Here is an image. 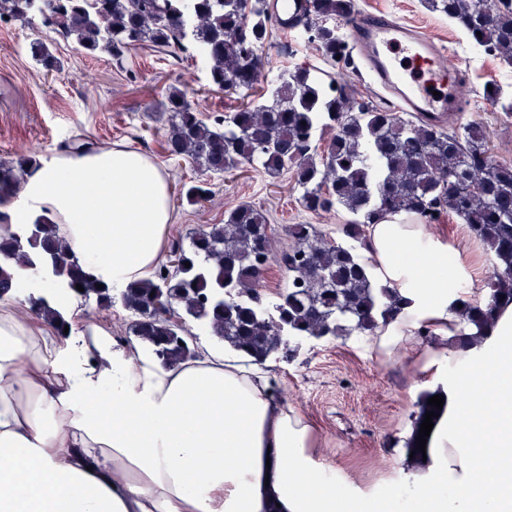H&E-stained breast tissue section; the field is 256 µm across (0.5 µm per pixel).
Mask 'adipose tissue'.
Instances as JSON below:
<instances>
[{
  "mask_svg": "<svg viewBox=\"0 0 512 512\" xmlns=\"http://www.w3.org/2000/svg\"><path fill=\"white\" fill-rule=\"evenodd\" d=\"M42 217L106 283L152 277L172 219L166 177L120 148L58 154L28 169L11 219ZM363 254L402 309L368 347L383 361L426 334L448 355L412 398L444 404L402 485L361 501L311 451L313 429L239 352L165 367L114 341L108 323L50 331L25 294L0 297V512H512V303L493 325L460 321L486 289L460 251L390 215Z\"/></svg>",
  "mask_w": 512,
  "mask_h": 512,
  "instance_id": "adipose-tissue-1",
  "label": "adipose tissue"
}]
</instances>
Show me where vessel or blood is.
<instances>
[{"label":"vessel or blood","instance_id":"1","mask_svg":"<svg viewBox=\"0 0 512 512\" xmlns=\"http://www.w3.org/2000/svg\"><path fill=\"white\" fill-rule=\"evenodd\" d=\"M372 83L398 110L457 119L467 104L456 94L461 73L443 70V44L418 27L386 15L357 16L348 25Z\"/></svg>","mask_w":512,"mask_h":512}]
</instances>
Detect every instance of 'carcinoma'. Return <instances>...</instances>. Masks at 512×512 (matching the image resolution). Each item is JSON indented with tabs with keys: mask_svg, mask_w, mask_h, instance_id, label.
<instances>
[{
	"mask_svg": "<svg viewBox=\"0 0 512 512\" xmlns=\"http://www.w3.org/2000/svg\"><path fill=\"white\" fill-rule=\"evenodd\" d=\"M425 2L474 48L512 63V0ZM353 12V0H306L299 19L334 73L287 68L265 103L248 102L211 123L185 88L170 89L165 104L170 155L210 175L243 165L274 174L289 170L306 211L344 209L351 215L337 228V238H325L312 224H290L293 243L275 257L264 211L238 203L224 223L194 232L187 246L176 243L177 263L160 266L145 281L101 288L92 270L66 253L53 225L37 218L21 231L0 233V289L17 288L14 271L22 267L58 278L73 298L93 297L104 309L119 303L134 317L135 336L165 366L196 357L197 335L187 328V316L262 363L273 350L290 352L305 338L373 334L398 306L393 292L376 286L357 259L369 247L367 225L395 213L440 224L453 213L492 262L489 309L463 300L458 316L480 327L489 324L491 307L502 297L512 301V164L493 158L478 123L447 130L419 115L405 119L356 102L343 73L347 43L336 25ZM4 19L43 27L117 63L143 43L201 52L211 84L234 92L264 83L261 52L281 25L269 0H0ZM30 54L46 71L60 70L45 41H32ZM35 165L33 157L0 162V205L16 196ZM181 194L190 204H202L210 188L198 180L183 185ZM273 263L288 273V285L270 301L260 293V279ZM28 301L64 334L61 308L50 307L42 295Z\"/></svg>",
	"mask_w": 512,
	"mask_h": 512,
	"instance_id": "cac0c4a2",
	"label": "carcinoma"
}]
</instances>
